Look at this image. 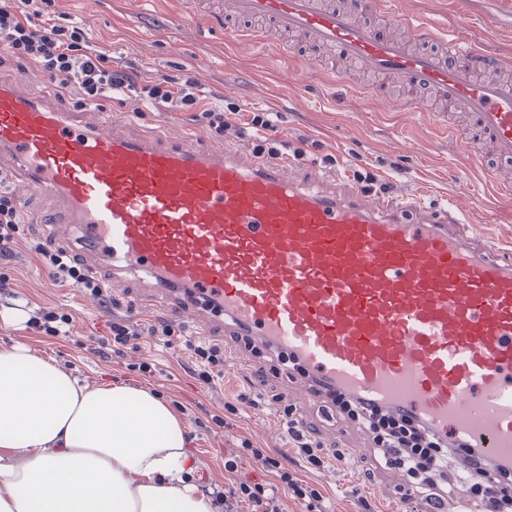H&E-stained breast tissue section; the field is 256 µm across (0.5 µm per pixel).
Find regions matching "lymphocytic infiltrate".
I'll list each match as a JSON object with an SVG mask.
<instances>
[{
  "label": "lymphocytic infiltrate",
  "mask_w": 512,
  "mask_h": 512,
  "mask_svg": "<svg viewBox=\"0 0 512 512\" xmlns=\"http://www.w3.org/2000/svg\"><path fill=\"white\" fill-rule=\"evenodd\" d=\"M57 9L56 0H0V52L29 60L57 82L64 97L75 106L97 105L128 96L149 106L192 113L212 137H230L251 148L267 163L282 159L283 152L276 140L265 135L273 127L270 113L253 112L245 121L235 122L237 107L225 105L219 95L205 101L193 79L163 77L144 81L135 67L113 66L111 56L91 47L89 33L83 27L57 22L46 32L33 27V18ZM11 184L10 173L0 170V259L11 257L16 247L26 246L42 259L55 283H67L103 296L104 284L84 269L78 257L52 248L46 240L26 239ZM144 337L171 347L177 343L180 332L174 324L160 320L130 322L118 318L112 321L109 336L101 338L100 344L105 349L112 345L126 347ZM328 396L338 413L366 424L375 446L382 451V465L403 472L411 492L424 497L435 512L442 507L438 488L451 468H459L463 473L490 471L494 480L512 477L511 464L487 461L469 441L443 447L428 437L423 424L409 417L384 413L377 403L336 389L329 390ZM222 498L224 512H238L243 499L252 504L253 512H282L275 490L262 482L232 483L225 488Z\"/></svg>",
  "instance_id": "f902f5d3"
}]
</instances>
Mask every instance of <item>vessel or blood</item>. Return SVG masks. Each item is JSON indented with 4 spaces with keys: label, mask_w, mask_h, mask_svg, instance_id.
I'll list each match as a JSON object with an SVG mask.
<instances>
[{
    "label": "vessel or blood",
    "mask_w": 512,
    "mask_h": 512,
    "mask_svg": "<svg viewBox=\"0 0 512 512\" xmlns=\"http://www.w3.org/2000/svg\"><path fill=\"white\" fill-rule=\"evenodd\" d=\"M251 20L245 40L289 34L329 48L326 76L346 64L398 83L405 103L433 91L469 114L495 155L512 162L510 70L489 49L413 51L358 19L387 0H231ZM196 19L220 29L208 0ZM133 113L63 111L0 77V162L58 206L45 234L77 224L87 263L136 280L178 321L227 324L296 357L310 381L337 386L424 422L438 438L466 436L490 461L512 459V254L468 237L450 209L370 201L352 188L298 181L245 151L125 133Z\"/></svg>",
    "instance_id": "1"
}]
</instances>
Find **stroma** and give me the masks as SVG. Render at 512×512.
<instances>
[{
    "mask_svg": "<svg viewBox=\"0 0 512 512\" xmlns=\"http://www.w3.org/2000/svg\"><path fill=\"white\" fill-rule=\"evenodd\" d=\"M189 0H61L59 9L72 22L86 25L95 45L104 48L113 65L135 60L144 79L191 76L204 94L221 93L240 112L266 109L279 115V134L288 137L284 149L293 156L297 136H305L306 159L331 183L370 171L394 183V197L416 196L450 206L469 233L490 227L494 237L512 247V199L493 196L482 175L481 163L461 154L474 133L460 127L456 139L443 137L435 122L441 106L432 92H421L406 106L393 89L365 98L330 81L317 65L316 53L294 43L278 48L231 36L240 19L225 17L223 29L212 28L188 13ZM397 22L370 13L366 22L397 36L410 35L413 23L429 19L461 45L481 42L512 60V0H396ZM164 118L172 138H195L208 145L212 138L189 113L144 109L138 127L153 128ZM335 164H325V156ZM0 348L26 346L32 353L53 359L69 375L90 383H122L144 388L173 410L203 406L211 418L205 424L186 419L184 446L199 463L196 479L201 488L223 487L230 477L270 480L259 461L244 457L236 475L224 470V456L240 450L242 442L279 457L298 478L320 490L327 512H395L399 478L395 470L373 466V479L358 482L354 475L362 456L374 452L368 432L349 420L328 418L307 403L300 383L289 380L259 352L241 349L228 335L217 336L224 347V376L205 385L190 372L193 357L184 345L169 348L142 342L125 348L112 359L98 353V337L108 335L112 312L100 299L73 287L53 284L43 264L25 249L9 262L0 261ZM109 295L130 319L167 318V311L141 284L116 280ZM45 308L68 314L69 335L50 338L29 322ZM277 404H270V397ZM305 410V419L324 448H349L350 463L329 462L321 469L306 468L298 460L286 433L284 411ZM224 418L215 425L213 415Z\"/></svg>",
    "mask_w": 512,
    "mask_h": 512,
    "instance_id": "obj_1",
    "label": "stroma"
}]
</instances>
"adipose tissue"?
I'll return each instance as SVG.
<instances>
[{
  "mask_svg": "<svg viewBox=\"0 0 512 512\" xmlns=\"http://www.w3.org/2000/svg\"><path fill=\"white\" fill-rule=\"evenodd\" d=\"M185 424L143 389L93 386L0 349V512H218Z\"/></svg>",
  "mask_w": 512,
  "mask_h": 512,
  "instance_id": "1",
  "label": "adipose tissue"
}]
</instances>
